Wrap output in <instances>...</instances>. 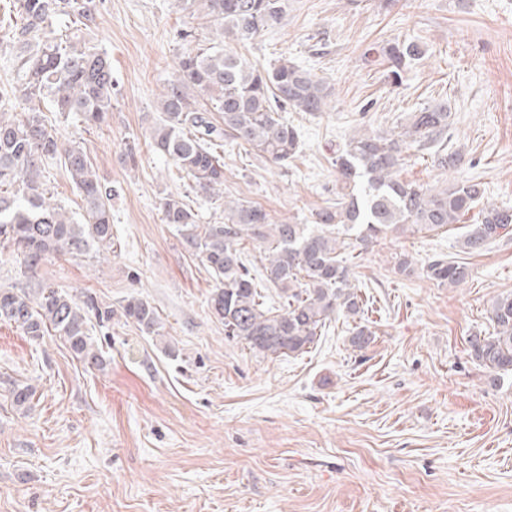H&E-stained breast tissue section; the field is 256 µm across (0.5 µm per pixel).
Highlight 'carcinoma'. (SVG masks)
Returning <instances> with one entry per match:
<instances>
[{"instance_id": "1", "label": "carcinoma", "mask_w": 512, "mask_h": 512, "mask_svg": "<svg viewBox=\"0 0 512 512\" xmlns=\"http://www.w3.org/2000/svg\"><path fill=\"white\" fill-rule=\"evenodd\" d=\"M209 23L207 45L187 48L178 57L176 78L158 97L161 120L151 132L154 149L185 173L192 188L211 198L224 194V157L214 146L229 141L248 146L277 164L296 155L300 134L283 120L287 108L309 115L330 107L332 89L311 69L284 59L263 68L224 46V38L245 44L281 26L285 0H176ZM96 0H18L20 23L11 29L16 78L0 92V240H7L34 270L46 255H87L112 248V188L103 184L79 145L66 143L48 126L42 104L60 114L78 112L85 123L101 124L112 111L117 89L108 55L79 35L96 22ZM414 41L381 47L380 56L393 77L422 57ZM23 111L5 108L11 99ZM221 115L217 121L209 112ZM448 104L411 113L402 131L370 132L349 138L332 158L338 180L348 192L315 212L312 224H273L260 206L237 199L224 203V222L200 224L182 198L162 203L163 220L175 227L215 280L208 299L211 312L224 321V336L265 358L306 352L332 316L361 317L358 289L350 259L379 235L393 230L413 233L458 224L484 196L482 183L455 181L440 189L424 188L398 178L403 149L443 145L448 135ZM64 165L80 192L84 215L75 222L51 202L45 167ZM481 219L466 225L462 252L473 255L512 231V207L481 209ZM248 239L263 254V281L276 289L279 305H270L257 290V277L240 248ZM441 286L467 283L468 266L437 255L422 268ZM126 320L147 336L163 326L143 298L122 305ZM104 322L110 307L79 304L65 290L43 282L33 294L0 287V320L19 326L33 339L54 330L76 358L94 367L103 363L89 334V312ZM492 331L469 337V355L490 372L512 374V293L492 301ZM372 331L357 323L349 344L363 350Z\"/></svg>"}]
</instances>
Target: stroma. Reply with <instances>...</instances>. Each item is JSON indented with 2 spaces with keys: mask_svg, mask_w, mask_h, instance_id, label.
Returning a JSON list of instances; mask_svg holds the SVG:
<instances>
[{
  "mask_svg": "<svg viewBox=\"0 0 512 512\" xmlns=\"http://www.w3.org/2000/svg\"><path fill=\"white\" fill-rule=\"evenodd\" d=\"M191 29L207 34L175 0H103L89 38L112 62V112L97 129L47 114L113 190V249L51 255L31 272L2 240L0 286L30 293L48 281L114 314L92 332L104 357L93 369L55 333L33 340L0 321V512H512V375L479 367L467 343L512 291V236L476 255L461 251L458 227L380 236L352 267L371 344L353 350L340 315L308 352L269 359L225 337L207 305L214 279L161 208L172 194L219 224L240 198L272 223H311L336 202L331 159L352 132L401 131L440 102L460 164L445 171L413 147L400 178L473 179L484 204L511 207L512 0H287L282 26L238 51L311 67L332 86L331 106L285 111L302 140L287 165L220 147V199L196 193L150 144ZM397 40L424 55L396 83L367 51ZM438 253L467 262L465 285L395 271L400 257L421 266ZM131 295L155 308L162 336L122 316ZM19 384L35 390L25 411L13 404Z\"/></svg>",
  "mask_w": 512,
  "mask_h": 512,
  "instance_id": "35a3bbf8",
  "label": "stroma"
}]
</instances>
